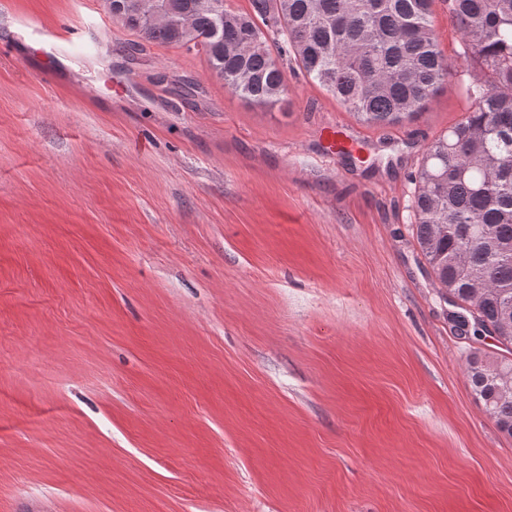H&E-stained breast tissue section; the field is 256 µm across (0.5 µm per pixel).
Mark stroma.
Masks as SVG:
<instances>
[{
  "label": "stroma",
  "mask_w": 512,
  "mask_h": 512,
  "mask_svg": "<svg viewBox=\"0 0 512 512\" xmlns=\"http://www.w3.org/2000/svg\"><path fill=\"white\" fill-rule=\"evenodd\" d=\"M98 2L0 0V512H512L498 346L407 221L460 79L389 128L293 70L252 107ZM321 136L327 148L332 152L357 146V142L350 138L338 125L324 127Z\"/></svg>",
  "instance_id": "stroma-1"
}]
</instances>
